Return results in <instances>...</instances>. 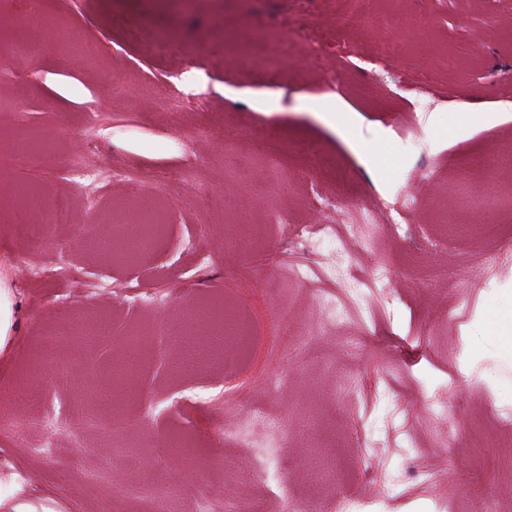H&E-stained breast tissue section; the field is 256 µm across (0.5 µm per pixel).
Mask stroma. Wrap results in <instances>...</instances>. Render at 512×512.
<instances>
[{"label":"stroma","instance_id":"35a3bbf8","mask_svg":"<svg viewBox=\"0 0 512 512\" xmlns=\"http://www.w3.org/2000/svg\"><path fill=\"white\" fill-rule=\"evenodd\" d=\"M371 11L400 57L378 62L372 15L341 23L337 0H0V278L16 305L0 390L37 380L44 409L69 420L67 456L36 467L0 439L1 484L50 512H138L128 485L160 479L191 505L209 476L234 487L230 512H512V351L481 338L491 319L512 332V251L495 248L512 237V209L461 177L512 148V0H372ZM134 26L177 29L187 47L158 53L128 40ZM278 36L289 57L251 62L254 44ZM171 88L188 100L176 116L163 108ZM421 93L433 106L416 117L418 153L392 122ZM19 122L42 158L22 172L9 163ZM90 139L94 162L120 171L99 186L68 170ZM242 140L243 169L225 150ZM185 170L194 184L175 180ZM167 172L149 191L130 179ZM408 192L405 237L354 224L342 251L295 244L296 225L345 222L317 196L351 208ZM28 193L76 199L37 250L11 223ZM244 196L272 230L234 248L224 231ZM154 213L165 233L144 250ZM60 263L66 275L23 274ZM296 265L319 270L351 320L328 323L320 292L289 275ZM225 308L256 336L242 361L184 367V321ZM283 311L300 337L289 347ZM63 317L89 332L45 355L38 339ZM256 406L279 418L285 452L274 479L242 483L234 466L248 451L223 432ZM84 417L102 432L87 434ZM117 447L138 465L116 458L111 485L92 484Z\"/></svg>","mask_w":512,"mask_h":512}]
</instances>
